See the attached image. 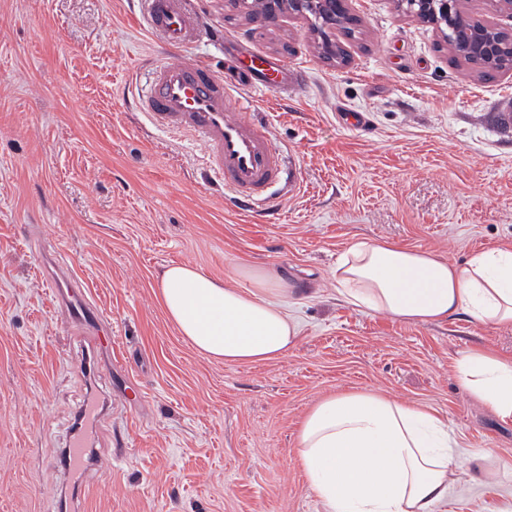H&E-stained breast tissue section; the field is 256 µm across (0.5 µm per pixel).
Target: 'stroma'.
Here are the masks:
<instances>
[{"label": "stroma", "mask_w": 512, "mask_h": 512, "mask_svg": "<svg viewBox=\"0 0 512 512\" xmlns=\"http://www.w3.org/2000/svg\"><path fill=\"white\" fill-rule=\"evenodd\" d=\"M186 49L137 21L139 0H0V512H323L296 431L322 396L369 388L432 408L460 451L512 460V422L457 379L469 348L512 356V328L467 316L430 324L355 309L337 258L372 239L451 262L512 245V125L495 122L512 69L493 78L395 0H349L355 34L331 28L346 63L322 58L310 17L250 23L228 0H195ZM305 69L279 98L250 92L293 180L275 214L238 213L190 134L136 108L147 61L209 57L225 35ZM362 111L361 129L338 112ZM194 264L239 288L277 272L300 338L283 359L227 364L167 318L158 278ZM73 275L112 327L111 354L47 285ZM98 461L82 484L58 464L80 411ZM439 512H512V476L462 475Z\"/></svg>", "instance_id": "stroma-1"}]
</instances>
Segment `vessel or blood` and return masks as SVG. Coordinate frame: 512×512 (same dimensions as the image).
Here are the masks:
<instances>
[{"label":"vessel or blood","instance_id":"b4317fda","mask_svg":"<svg viewBox=\"0 0 512 512\" xmlns=\"http://www.w3.org/2000/svg\"><path fill=\"white\" fill-rule=\"evenodd\" d=\"M143 27L169 47L186 48L196 41L202 26L189 0H142ZM224 62L235 79L225 82L204 61H156L150 87L139 97V107L157 129L178 136L188 133L204 144L212 172L224 182L233 199L260 213L269 209L272 190L282 180L283 161L266 126L231 111L241 89L285 91L306 80L303 70L288 67L274 57L252 54L233 37L224 39ZM62 297L65 315L90 331L89 343L99 348L112 343L105 335L98 311L86 299L84 288L68 280ZM80 440L66 454V470L80 475L90 468Z\"/></svg>","mask_w":512,"mask_h":512}]
</instances>
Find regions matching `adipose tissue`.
<instances>
[{"mask_svg": "<svg viewBox=\"0 0 512 512\" xmlns=\"http://www.w3.org/2000/svg\"><path fill=\"white\" fill-rule=\"evenodd\" d=\"M348 305L409 323L466 314L512 326V249L473 252L456 263L420 249L360 240L333 271ZM281 276L253 275L235 288L195 265L168 267L159 297L169 320L206 357L228 364L284 358L300 324L284 305ZM460 385L500 420L512 421V358L471 348L456 362ZM438 414L369 389L329 394L304 416L296 448L324 512H437L448 500L460 460Z\"/></svg>", "mask_w": 512, "mask_h": 512, "instance_id": "adipose-tissue-1", "label": "adipose tissue"}]
</instances>
